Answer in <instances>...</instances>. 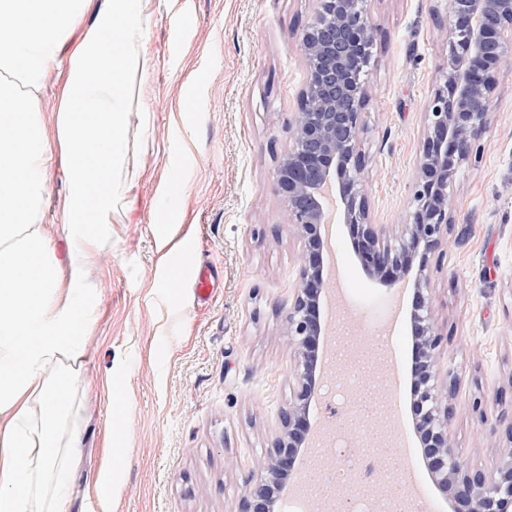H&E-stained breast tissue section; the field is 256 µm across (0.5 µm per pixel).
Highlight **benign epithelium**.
Here are the masks:
<instances>
[{"label":"benign epithelium","instance_id":"benign-epithelium-1","mask_svg":"<svg viewBox=\"0 0 512 512\" xmlns=\"http://www.w3.org/2000/svg\"><path fill=\"white\" fill-rule=\"evenodd\" d=\"M313 19L296 37L308 78L297 111L288 119L290 142L275 173L288 224L304 242L299 278L285 330L296 358L294 399L281 411L272 449L246 477L239 512H278L295 464L308 447L309 411L325 377L329 350L324 317V256L329 207L349 230L350 248L363 273L383 286L411 288L407 324L411 339L413 429L422 462L452 512H512V420L503 416L504 444L490 471L474 470L453 448L448 405L459 384L450 373L439 382L438 333L429 297V254L448 245V186L486 128L494 74L512 51V0H449L448 66L424 113L417 185L409 224H375L362 181V108L369 89L361 75L377 39L366 0H315ZM397 245L392 246L389 240Z\"/></svg>","mask_w":512,"mask_h":512}]
</instances>
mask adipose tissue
<instances>
[{"label": "adipose tissue", "mask_w": 512, "mask_h": 512, "mask_svg": "<svg viewBox=\"0 0 512 512\" xmlns=\"http://www.w3.org/2000/svg\"><path fill=\"white\" fill-rule=\"evenodd\" d=\"M154 0H0V512H81L84 370L96 325L87 275L139 177L129 76ZM52 112V125L41 115ZM68 250L45 231L50 168Z\"/></svg>", "instance_id": "1"}]
</instances>
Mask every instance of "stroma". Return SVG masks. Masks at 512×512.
Wrapping results in <instances>:
<instances>
[{
	"label": "stroma",
	"instance_id": "1",
	"mask_svg": "<svg viewBox=\"0 0 512 512\" xmlns=\"http://www.w3.org/2000/svg\"><path fill=\"white\" fill-rule=\"evenodd\" d=\"M314 0H155L133 78L127 141L140 176L112 227V251L88 274L99 302L85 369L88 395L80 477H101L110 498L84 512H239L245 478L268 452L279 412L293 399L294 351L284 333L303 243L286 223L274 179L289 144L288 118L307 71L296 46ZM379 36L364 81L370 96L364 188L378 224H407L417 186L423 114L448 64V0H369ZM186 212L195 260L213 275L198 302L190 271L159 261L158 226ZM447 251L429 257L431 306L440 333L441 372L461 378L450 426L454 447L475 469L498 456L504 408L495 393L512 376V60L495 75L491 115L449 192ZM337 276L348 283L354 375L363 343L384 336L404 379L375 377L379 414L362 417L354 400H318L310 420L353 424L365 440L383 418L410 425L411 343L392 319L399 286L369 280L349 254L345 226ZM115 427L113 458L102 449Z\"/></svg>",
	"mask_w": 512,
	"mask_h": 512
}]
</instances>
